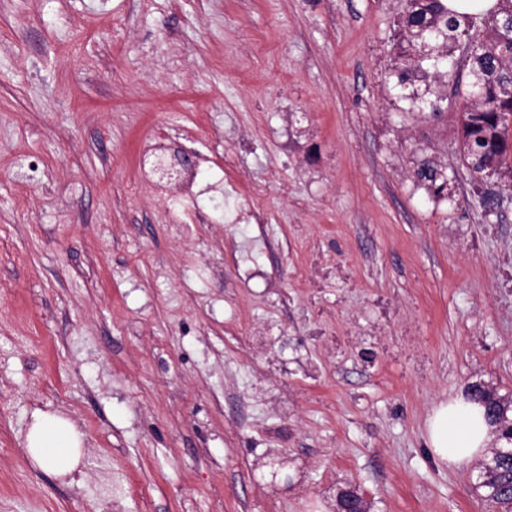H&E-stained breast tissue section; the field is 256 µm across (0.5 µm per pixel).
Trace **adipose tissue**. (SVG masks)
I'll return each mask as SVG.
<instances>
[{
	"label": "adipose tissue",
	"mask_w": 512,
	"mask_h": 512,
	"mask_svg": "<svg viewBox=\"0 0 512 512\" xmlns=\"http://www.w3.org/2000/svg\"><path fill=\"white\" fill-rule=\"evenodd\" d=\"M426 428L432 455L449 468H462L483 457L492 438L483 406L465 394L440 402ZM25 451L37 466L66 476L81 462L82 435L68 419L39 411L27 431Z\"/></svg>",
	"instance_id": "adipose-tissue-1"
}]
</instances>
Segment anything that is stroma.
I'll list each match as a JSON object with an SVG mask.
<instances>
[{"mask_svg": "<svg viewBox=\"0 0 512 512\" xmlns=\"http://www.w3.org/2000/svg\"><path fill=\"white\" fill-rule=\"evenodd\" d=\"M403 9L0 0V512H491L426 420L512 401V186L463 166L453 86L398 84ZM37 411L72 474L25 454ZM191 165L190 154L180 149L174 151L169 160L157 158L153 165V171L158 175L160 181L165 180L167 184L177 187L182 180L183 172ZM24 447L34 464L66 476L81 462L82 434L68 419L38 411L33 415Z\"/></svg>", "mask_w": 512, "mask_h": 512, "instance_id": "35a3bbf8", "label": "stroma"}]
</instances>
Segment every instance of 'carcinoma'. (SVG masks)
<instances>
[{
    "label": "carcinoma",
    "mask_w": 512,
    "mask_h": 512,
    "mask_svg": "<svg viewBox=\"0 0 512 512\" xmlns=\"http://www.w3.org/2000/svg\"><path fill=\"white\" fill-rule=\"evenodd\" d=\"M402 15L405 44L399 57L413 69L428 66L434 78L460 84L458 63L451 47L463 46L469 90L461 94L459 111L463 165L476 181L508 178L512 187V0H499L483 14L460 15L443 0H404ZM483 34L472 33L476 22ZM417 175L442 191L443 170L425 161ZM500 410L489 456L479 463L478 487L493 512H512V420L497 394L488 389Z\"/></svg>",
    "instance_id": "cac0c4a2"
}]
</instances>
